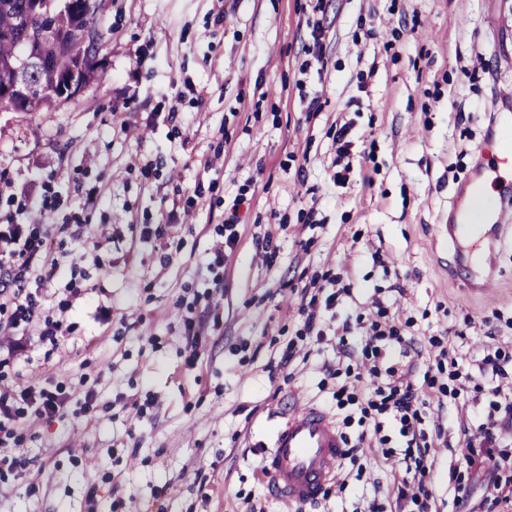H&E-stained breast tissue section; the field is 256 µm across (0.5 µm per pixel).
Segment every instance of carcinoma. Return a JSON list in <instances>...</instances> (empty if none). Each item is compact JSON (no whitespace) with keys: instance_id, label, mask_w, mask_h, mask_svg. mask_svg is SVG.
Masks as SVG:
<instances>
[{"instance_id":"1","label":"carcinoma","mask_w":512,"mask_h":512,"mask_svg":"<svg viewBox=\"0 0 512 512\" xmlns=\"http://www.w3.org/2000/svg\"><path fill=\"white\" fill-rule=\"evenodd\" d=\"M32 0H0V64L13 58L28 43L30 36L47 28L51 16L31 11ZM64 42L51 55L50 66L31 77L29 90L17 97H0V111L33 112L52 98L70 99L66 79L86 85L98 77L93 51L100 49L101 35L94 17L77 10L60 18Z\"/></svg>"}]
</instances>
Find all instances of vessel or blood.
Here are the masks:
<instances>
[{
  "mask_svg": "<svg viewBox=\"0 0 512 512\" xmlns=\"http://www.w3.org/2000/svg\"><path fill=\"white\" fill-rule=\"evenodd\" d=\"M499 156L494 179L504 181L502 200L467 211L460 223L450 224L448 235L456 245L461 267L473 270L474 292L492 280V251L505 230L504 201L512 197V118L500 121L488 143ZM345 454L335 422L323 411L307 407L278 423L260 473L267 488L288 504L318 502L336 477V464Z\"/></svg>",
  "mask_w": 512,
  "mask_h": 512,
  "instance_id": "vessel-or-blood-1",
  "label": "vessel or blood"
}]
</instances>
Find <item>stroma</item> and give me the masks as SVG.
<instances>
[{
  "label": "stroma",
  "instance_id": "35a3bbf8",
  "mask_svg": "<svg viewBox=\"0 0 512 512\" xmlns=\"http://www.w3.org/2000/svg\"><path fill=\"white\" fill-rule=\"evenodd\" d=\"M94 22L97 81L0 112V224L47 241L42 314L62 332L55 346L23 327L19 352L0 340V512H413L389 419L392 456L359 447L315 504L285 508L258 479L295 409L352 445L371 428L336 392L370 386L375 324L400 330L383 363L427 402L429 512L461 494L469 512H512L464 460L484 453L493 394L512 400V237L480 295L449 277L446 231L512 83V0H100ZM42 390L63 416L35 414Z\"/></svg>",
  "mask_w": 512,
  "mask_h": 512
}]
</instances>
